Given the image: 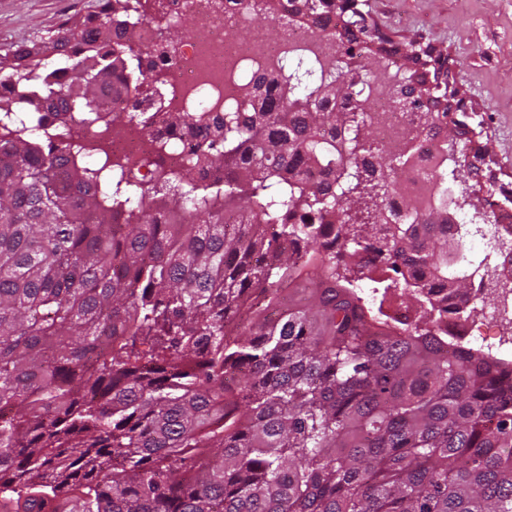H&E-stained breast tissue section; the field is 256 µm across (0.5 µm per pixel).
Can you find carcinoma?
<instances>
[{
    "instance_id": "obj_1",
    "label": "carcinoma",
    "mask_w": 512,
    "mask_h": 512,
    "mask_svg": "<svg viewBox=\"0 0 512 512\" xmlns=\"http://www.w3.org/2000/svg\"><path fill=\"white\" fill-rule=\"evenodd\" d=\"M142 7L104 0L0 60V512H512V367L449 354L429 317L470 285L446 194L410 199L415 224L385 212L428 142L443 190L472 180L448 112L410 100L408 150L381 147L367 113L336 111L333 47L360 34L315 0H262L255 19L304 23L327 52L251 74L221 115L168 113L196 140L175 177L147 191L44 149L25 126L45 102L84 123L138 89ZM362 50L398 55L385 89L403 102L408 53ZM366 288L426 315L389 325Z\"/></svg>"
}]
</instances>
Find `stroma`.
Returning a JSON list of instances; mask_svg holds the SVG:
<instances>
[{"label":"stroma","mask_w":512,"mask_h":512,"mask_svg":"<svg viewBox=\"0 0 512 512\" xmlns=\"http://www.w3.org/2000/svg\"><path fill=\"white\" fill-rule=\"evenodd\" d=\"M100 0H0V55L16 45L55 37L82 23ZM370 28L393 44L429 45L445 57L468 109L483 122L480 138L496 175L490 195L470 210L495 221L512 191V0H361Z\"/></svg>","instance_id":"obj_1"}]
</instances>
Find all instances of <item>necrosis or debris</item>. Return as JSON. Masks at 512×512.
Listing matches in <instances>:
<instances>
[{
  "mask_svg": "<svg viewBox=\"0 0 512 512\" xmlns=\"http://www.w3.org/2000/svg\"><path fill=\"white\" fill-rule=\"evenodd\" d=\"M252 4L253 0H167L170 21L192 16L198 34L171 54L161 49L162 28L143 22L139 42L153 48L154 57L144 71L141 105H127L118 120L106 118L90 125L46 113L38 130L44 146L54 147L69 138L79 141L87 158L108 159L131 170L142 183L155 181L162 173H179L191 159L194 145L181 131L168 128L165 113L223 111L226 103L241 96L243 65L275 70L286 63L290 52H313L321 44L317 33L299 25L269 36L265 27L254 25ZM240 29L248 30L246 40L236 38ZM361 107L376 117L379 143L393 149L403 146L414 113L398 109L385 91L377 89L365 94ZM435 154L431 147L413 158L403 191L389 198L390 213L404 217L409 197L425 199L433 194ZM480 238L483 255L471 268L469 297L453 300V314L443 315L437 324L448 333L449 352L480 348L505 360L512 356V249H505L500 232L487 228ZM488 294L495 306L486 313L478 310L476 300Z\"/></svg>",
  "mask_w": 512,
  "mask_h": 512,
  "instance_id": "1",
  "label": "necrosis or debris"
}]
</instances>
